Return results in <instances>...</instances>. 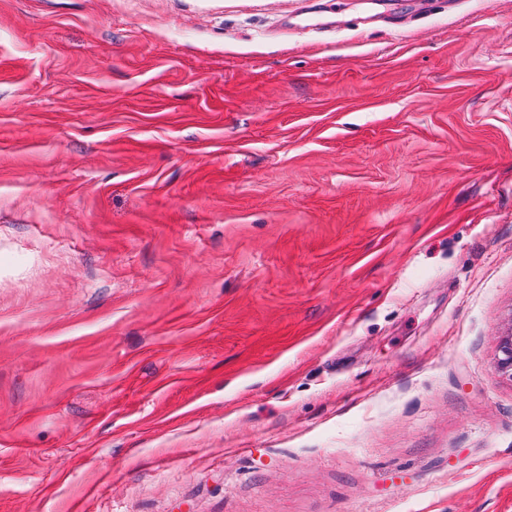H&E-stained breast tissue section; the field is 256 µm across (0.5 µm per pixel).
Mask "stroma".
<instances>
[{
	"label": "stroma",
	"mask_w": 512,
	"mask_h": 512,
	"mask_svg": "<svg viewBox=\"0 0 512 512\" xmlns=\"http://www.w3.org/2000/svg\"><path fill=\"white\" fill-rule=\"evenodd\" d=\"M512 0H0V512H512Z\"/></svg>",
	"instance_id": "35a3bbf8"
}]
</instances>
